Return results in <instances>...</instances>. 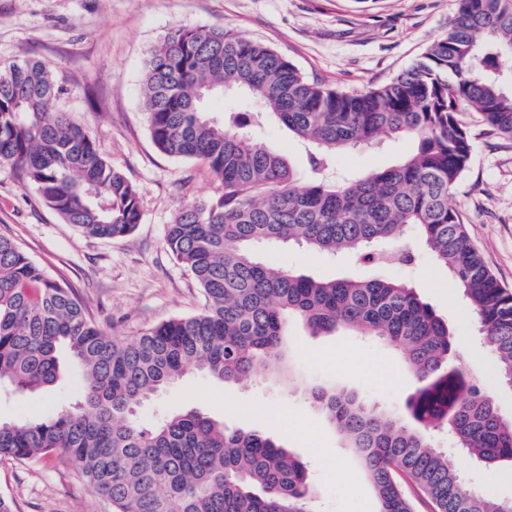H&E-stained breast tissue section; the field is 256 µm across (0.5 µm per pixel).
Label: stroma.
<instances>
[{
    "label": "stroma",
    "mask_w": 512,
    "mask_h": 512,
    "mask_svg": "<svg viewBox=\"0 0 512 512\" xmlns=\"http://www.w3.org/2000/svg\"><path fill=\"white\" fill-rule=\"evenodd\" d=\"M456 10L457 0H0V67L23 59L53 67L61 107L133 183L142 212L129 236L90 238L64 223L32 184L0 166V234L74 288L91 319L119 335L131 338L199 312L202 291L168 252L165 229L179 210L215 195L219 183L204 162L176 160L154 147L140 107L150 50L178 25L228 29L268 45L308 78L339 90L371 88L392 81L445 35ZM465 120L472 157L450 203L490 272L512 290V140L489 131L474 114ZM250 131L289 160L295 174L304 172L307 147L286 128L267 119ZM414 147L412 139L399 138L345 150L334 171L359 176L398 162ZM259 253L271 266L319 279L383 275L413 288L448 321L456 358L499 414L512 420V388L497 377L494 357L480 345L456 284L424 245H416L407 265L333 258L288 244H264ZM288 344L302 379L297 387L260 373L224 383L191 371L139 415L151 423L162 414L198 409L226 426L273 435L307 463L317 512H378L359 458L314 404L310 389L342 388L402 415L415 378L388 346L350 333L313 336L295 323ZM81 387L79 371L68 370L49 390L1 399L0 418L44 417L73 402ZM450 460L478 492L512 501V465L488 468L455 453ZM0 493L15 499L18 512H107L75 469L55 456L24 465L0 461Z\"/></svg>",
    "instance_id": "35a3bbf8"
}]
</instances>
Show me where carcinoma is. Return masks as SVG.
Segmentation results:
<instances>
[{
  "mask_svg": "<svg viewBox=\"0 0 512 512\" xmlns=\"http://www.w3.org/2000/svg\"><path fill=\"white\" fill-rule=\"evenodd\" d=\"M448 32L390 83L343 92L311 81L266 45L204 26L171 28L146 64L141 106L163 155L208 165L220 192L180 210L166 246L199 284L202 311L127 339L87 315L82 297L0 235V389L26 393L63 377L60 353L82 374L75 404L40 419H0V459L62 455L113 512H310L306 462L259 430L234 429L191 410L145 427L138 410L187 372L236 382L276 373L288 323L313 335L338 329L399 350L418 387L408 418L352 393L311 390L314 402L360 457L379 512H417L403 481L432 512H512L469 489L433 439L489 466L512 462V423L466 365L454 332L413 288L386 277L322 280L273 268L255 248L304 245L321 254L409 263L406 232L462 290L495 371L512 387V292L471 245L448 196L468 169L475 112L512 139V0H460ZM230 88L312 147L298 183L286 160L251 138L247 121L206 109ZM51 67L24 59L0 67V165L19 170L67 224L99 239L133 232L135 186L59 107ZM411 138L415 150L365 175L332 179L341 150Z\"/></svg>",
  "mask_w": 512,
  "mask_h": 512,
  "instance_id": "carcinoma-1",
  "label": "carcinoma"
}]
</instances>
